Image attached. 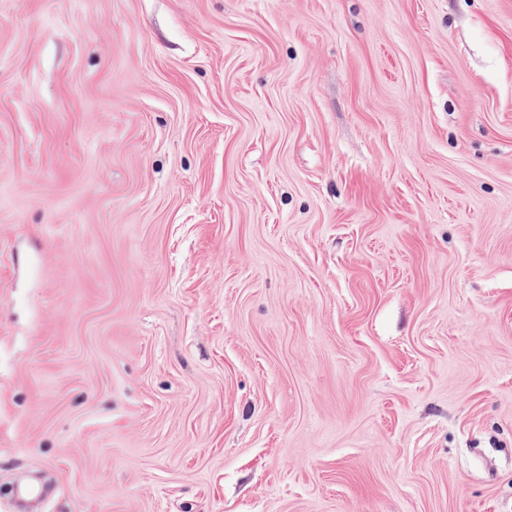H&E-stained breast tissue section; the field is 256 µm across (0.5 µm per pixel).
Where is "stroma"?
<instances>
[{
	"label": "stroma",
	"mask_w": 512,
	"mask_h": 512,
	"mask_svg": "<svg viewBox=\"0 0 512 512\" xmlns=\"http://www.w3.org/2000/svg\"><path fill=\"white\" fill-rule=\"evenodd\" d=\"M512 512V0H0V512Z\"/></svg>",
	"instance_id": "1"
}]
</instances>
